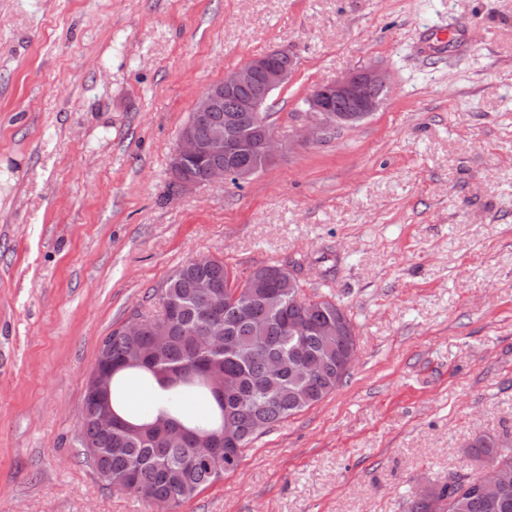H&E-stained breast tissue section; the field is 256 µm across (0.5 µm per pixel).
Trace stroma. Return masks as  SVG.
<instances>
[{"mask_svg":"<svg viewBox=\"0 0 512 512\" xmlns=\"http://www.w3.org/2000/svg\"><path fill=\"white\" fill-rule=\"evenodd\" d=\"M288 50L276 159L169 191L195 99ZM369 63L377 112L308 142ZM287 265L355 327L335 392L170 512H408L512 432V0H0V512H158L80 441L99 346L191 259ZM391 89L386 71L372 64L314 88L305 100L309 121L300 141L320 139L337 127L355 124L376 112L383 102L379 93ZM346 108L336 110V103Z\"/></svg>","mask_w":512,"mask_h":512,"instance_id":"1","label":"stroma"}]
</instances>
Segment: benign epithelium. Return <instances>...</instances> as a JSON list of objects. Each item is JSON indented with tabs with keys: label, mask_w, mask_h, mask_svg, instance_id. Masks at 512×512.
Instances as JSON below:
<instances>
[{
	"label": "benign epithelium",
	"mask_w": 512,
	"mask_h": 512,
	"mask_svg": "<svg viewBox=\"0 0 512 512\" xmlns=\"http://www.w3.org/2000/svg\"><path fill=\"white\" fill-rule=\"evenodd\" d=\"M286 52L271 50L247 60L242 65L224 74V79L207 87L195 100L190 119L182 128L177 146L170 158V174L185 193L193 188L226 178L245 181L256 173L252 167H236L224 160L253 149L263 165L270 164L278 153V141L274 132L266 130L254 145L249 144L231 127L222 121L212 120V113L220 110L224 99L232 96L238 87L256 86V93L235 101L231 111L249 116L261 111L268 97L286 85L293 73V59L282 61ZM391 86L380 66L372 64L354 70L330 83L314 88L305 100V112L309 121L303 129L300 141L320 139L330 131L345 125L355 124L377 111L382 104L379 94L390 91ZM207 126V135L198 136L197 128ZM208 158L211 164L203 179L197 180L186 172L189 162ZM112 379V359L99 350L98 363L92 370L86 397L97 405L99 425L110 430L119 423L107 401Z\"/></svg>",
	"instance_id": "obj_1"
}]
</instances>
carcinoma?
<instances>
[{"instance_id": "carcinoma-1", "label": "carcinoma", "mask_w": 512, "mask_h": 512, "mask_svg": "<svg viewBox=\"0 0 512 512\" xmlns=\"http://www.w3.org/2000/svg\"><path fill=\"white\" fill-rule=\"evenodd\" d=\"M290 269L263 265L245 278L216 258L185 262L158 291L159 305L176 304L178 311L166 334L147 318L140 335L115 329L106 337L112 360L122 359L133 344L153 348L159 358L137 367L168 393L164 413L171 428L187 436L146 429L150 418L107 432L87 409L82 421V445L101 449L92 459L100 476H112V488L147 500L177 504L194 497L219 477L235 470L244 449L259 434L334 392L350 369L346 356L356 354L354 326L331 297H307L301 283L289 285ZM207 277L218 287H193ZM298 325L301 331L294 332ZM222 333L218 349L201 350L199 339L209 327ZM276 362L279 370L269 365ZM220 369L226 381L216 409L186 419L182 400L188 395H212L203 375L206 367ZM232 419L235 432L219 448L200 451L195 435H216ZM471 455L497 470L486 491L477 492L474 477L451 474L448 482L413 500L410 512H512V444L499 434H484L470 445Z\"/></svg>"}]
</instances>
